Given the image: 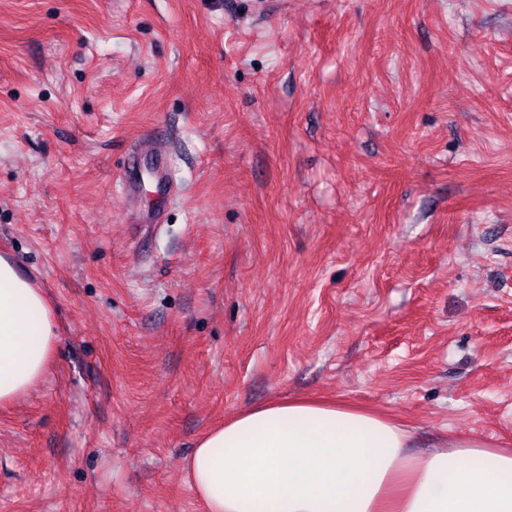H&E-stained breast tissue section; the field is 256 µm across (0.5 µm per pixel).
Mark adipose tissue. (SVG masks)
<instances>
[{
  "label": "adipose tissue",
  "instance_id": "1",
  "mask_svg": "<svg viewBox=\"0 0 512 512\" xmlns=\"http://www.w3.org/2000/svg\"><path fill=\"white\" fill-rule=\"evenodd\" d=\"M57 339L42 288L0 254V406L42 378ZM410 440L339 403L272 402L202 436L185 470L207 512H512V448Z\"/></svg>",
  "mask_w": 512,
  "mask_h": 512
}]
</instances>
